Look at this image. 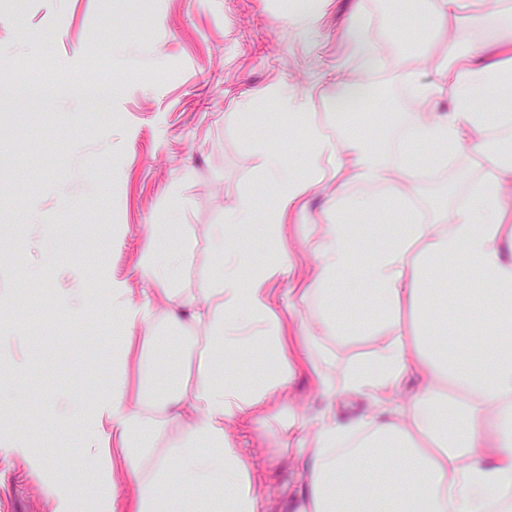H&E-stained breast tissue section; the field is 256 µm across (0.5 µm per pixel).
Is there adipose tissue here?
I'll use <instances>...</instances> for the list:
<instances>
[{"label":"adipose tissue","mask_w":512,"mask_h":512,"mask_svg":"<svg viewBox=\"0 0 512 512\" xmlns=\"http://www.w3.org/2000/svg\"><path fill=\"white\" fill-rule=\"evenodd\" d=\"M433 19L448 30L453 48L437 58L435 83L401 71L412 107L408 141L437 147L448 158L490 127H512V39L490 33L512 26L494 0H434ZM347 46L361 63L356 78L337 79L344 101L365 85L377 47L362 33L361 15L346 24ZM335 136L317 126L308 134L315 153L298 177L283 158L263 146L252 152L254 181L271 189L274 207L258 211L255 192L241 194L215 225L212 250L224 267L216 282L193 290L179 287L187 243L170 245L156 236L141 265L142 287L113 277L112 312L125 325L113 355L112 382L91 410L61 401L62 418H77L84 450L112 489L99 496L95 512H176L163 489L168 475L206 496L219 512H264V494L254 483L231 422L259 427L277 420L285 431L302 430L295 450L311 459L302 473L305 491L295 512H512V137L489 152L490 172L466 202L441 203L431 224H410L403 235L359 260L348 225L325 224L314 252L315 275L301 296L327 299L346 277L355 276L375 301L374 319L348 323L326 315L303 327L274 310L272 284L292 271L287 251L252 271L229 250L231 227L262 223L270 241L283 236L287 213L305 217L306 200L329 192L330 208L376 212L382 201L405 202L415 180L410 155L390 161L384 147L350 134L353 115H334ZM380 187V194L351 197L350 184ZM455 282V293L446 285ZM443 297L452 307L475 306L479 320L461 326L433 321L431 306ZM189 314V337L169 336L171 345L198 349L194 379L157 396L148 379L163 371L150 345L159 322L180 324ZM493 338L485 349L481 338ZM336 336H377L368 359L337 365L324 341ZM264 347L268 365L250 385L219 379L213 356ZM311 371L317 392L328 401L368 396L370 413L340 422L335 410L316 416L288 401L296 368ZM420 386L403 396V384ZM391 476L371 479L367 466ZM123 485H114L115 476Z\"/></svg>","instance_id":"adipose-tissue-1"}]
</instances>
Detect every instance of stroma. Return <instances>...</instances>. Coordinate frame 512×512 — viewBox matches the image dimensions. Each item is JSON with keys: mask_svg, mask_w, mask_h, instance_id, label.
<instances>
[{"mask_svg": "<svg viewBox=\"0 0 512 512\" xmlns=\"http://www.w3.org/2000/svg\"><path fill=\"white\" fill-rule=\"evenodd\" d=\"M297 0H0V267L16 281L0 316L22 338L19 369L0 363V431L23 435L44 459L41 476L0 458V512H49L41 479L65 476L88 498L102 488L81 450L78 423L62 419L61 395L91 405L112 381V356L124 326L112 316L113 276L140 285L139 261L157 225L179 224L191 247L180 287L215 280L221 261L211 230L224 209L252 186L253 143L304 166L313 153L308 124L332 133L327 112L336 79L358 72L341 33L355 9L363 33L384 56L395 55L383 0H328L307 35L288 25ZM116 91L102 104L83 93L88 83ZM295 87L306 123L266 98ZM255 106L248 124L225 122L243 103ZM489 168L481 155L458 153L431 184L413 195L435 219L433 199L462 190ZM321 223L351 224L364 248L399 234L404 215L388 209L381 223L323 213ZM284 246L296 267L275 293L287 309L289 289L309 283L314 240L298 221L287 223ZM84 266L86 315L58 308L65 282L58 257ZM159 328L152 350L168 370L152 388L186 379L189 358L170 347ZM250 472L269 512H294L302 464L292 449L269 463L256 427L234 423Z\"/></svg>", "mask_w": 512, "mask_h": 512, "instance_id": "35a3bbf8", "label": "stroma"}]
</instances>
